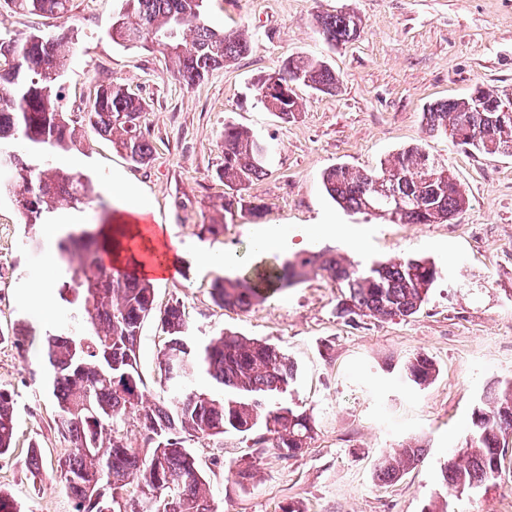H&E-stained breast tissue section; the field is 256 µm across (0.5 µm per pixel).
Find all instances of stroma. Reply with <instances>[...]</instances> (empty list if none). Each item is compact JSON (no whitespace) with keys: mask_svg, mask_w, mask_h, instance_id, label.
I'll list each match as a JSON object with an SVG mask.
<instances>
[{"mask_svg":"<svg viewBox=\"0 0 512 512\" xmlns=\"http://www.w3.org/2000/svg\"><path fill=\"white\" fill-rule=\"evenodd\" d=\"M121 0H70L67 19L0 6V38L75 33L59 81L62 111L79 123L76 148L55 153L54 168L90 178L101 202L49 213L47 224L126 218L124 186L147 202L142 224L176 257L175 276L154 279V315L143 324L139 371L156 389V357L165 339L158 314L178 302L195 342L219 332L267 341L294 367L282 402L306 413L314 426L308 448L284 456L269 444L234 432L195 447L219 512H427L450 503L454 512H512V435L496 487L448 500L441 469L461 448L486 392L512 382V156L490 157L431 136L423 113L438 100L469 96L489 86L512 98V0H206L204 19L218 30L251 37L253 50L189 86L159 49L112 40ZM343 10L359 21L358 37L336 47L317 33V18ZM328 59L340 82L336 95L296 87L300 110L282 122L256 96L261 76L291 55ZM122 82L147 105L143 126L153 142L149 163H132L80 117L99 85ZM267 143L266 174L241 189L223 236L201 235L218 217L229 190L217 173L225 124ZM422 147L447 166L468 206L440 224H398L389 216L347 211L322 184L336 164L372 169L399 150ZM288 230L285 260L333 247L353 263L419 258L440 277L419 312L377 319L345 314L339 284L309 275L294 288L249 310L217 306L210 288L222 270L212 256L229 252L236 273L257 260L260 226ZM57 239L44 227L28 232L17 207L0 198V332L29 326L35 335L70 324L72 311L55 302L49 318L25 305V288H56L58 266L48 265ZM419 355L438 369L428 385L409 384L404 364ZM37 351L0 343V388L15 398V451L0 460V489L30 512H71L54 474L31 484L25 457L38 441L47 460L61 443L45 391ZM425 449L397 482L377 480L380 456L408 442ZM251 464L254 479L239 487L235 470Z\"/></svg>","mask_w":512,"mask_h":512,"instance_id":"stroma-1","label":"stroma"}]
</instances>
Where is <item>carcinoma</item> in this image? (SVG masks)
Wrapping results in <instances>:
<instances>
[{
  "label": "carcinoma",
  "instance_id": "carcinoma-1",
  "mask_svg": "<svg viewBox=\"0 0 512 512\" xmlns=\"http://www.w3.org/2000/svg\"><path fill=\"white\" fill-rule=\"evenodd\" d=\"M23 12L63 18L69 0H7ZM205 0H125L122 23L112 29L120 45L159 47L174 59L187 85L245 55L251 41L242 32L225 33L203 19ZM136 21L129 22V15ZM355 17L344 11L319 17L318 32L330 45L358 36ZM72 35H32L0 40V59L13 65L0 71V143L20 142L23 157L0 149V174L6 176L9 197L26 218L29 229L62 204L88 203L95 186L81 174H62L46 155L76 143V128L59 110L57 86ZM301 84L320 94L336 92L339 76L324 59L288 57L279 72L263 76L255 85L257 97L270 111L288 121L299 110L298 98L269 91L268 82ZM144 106L125 85H102L85 121L135 164L147 163L154 151L143 129ZM431 133L452 145L486 155H512V112L488 105L479 111L471 98L436 101L424 112ZM491 126L489 142L467 138L481 126ZM119 137H114V134ZM224 166L218 178L234 189L265 176L269 148L239 127L224 124L220 142ZM328 195L354 212H381L401 224H434L464 210L468 199L448 168L419 147L404 150L378 168L359 170L336 165L323 174ZM236 199L221 205L218 224L200 225V233L217 238L234 217ZM107 245L101 228L67 233L59 243L64 269L58 294L76 308L84 326L80 332H49L38 339L19 330L14 343L34 346L48 372L46 391L55 408L57 435L65 445L55 474L71 502L72 512H218L202 493L205 471L193 452L196 444L224 437L232 430L248 435L260 429L259 440L285 455L308 447L313 435L310 418L275 402L293 377V366L275 346L232 332H221L208 343L195 345L187 336L183 306L172 303L160 318L166 341L157 355L159 392L151 396L138 371L143 324L153 313L154 287L133 267L113 273L106 264ZM313 273L329 277L346 289L349 307L379 318L416 314L440 278L435 266L409 258L396 263L359 267L330 249L302 252L279 267L265 268L242 279H214L211 296L216 305L247 310L270 294L289 288ZM407 380L422 386L436 375L429 358L417 356L403 366ZM210 378L222 392L193 385L196 376ZM143 444L130 441L133 429ZM512 431V382L490 389L477 408L463 448L444 464L445 486L470 494L495 486L501 475L506 432ZM15 403L0 389V459L14 449ZM424 449L415 442L397 454L383 457L378 481L388 484L417 464ZM42 449L31 444L26 460L32 485L44 470Z\"/></svg>",
  "mask_w": 512,
  "mask_h": 512
}]
</instances>
